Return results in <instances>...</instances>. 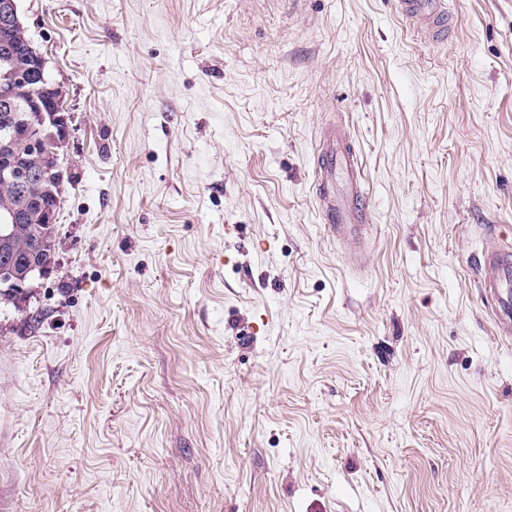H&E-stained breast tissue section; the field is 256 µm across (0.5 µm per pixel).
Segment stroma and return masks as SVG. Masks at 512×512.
Segmentation results:
<instances>
[{
    "label": "stroma",
    "mask_w": 512,
    "mask_h": 512,
    "mask_svg": "<svg viewBox=\"0 0 512 512\" xmlns=\"http://www.w3.org/2000/svg\"><path fill=\"white\" fill-rule=\"evenodd\" d=\"M18 0L58 265L0 305V512H512V0ZM368 198L349 255L315 143ZM393 5L406 22L420 23L432 39H446L450 16L445 0H394ZM359 157L350 139L336 127L325 130L318 154L319 178L316 189L319 213L336 235L356 241L367 221L365 195L356 173ZM482 300L501 333L512 332V251L491 248L479 260Z\"/></svg>",
    "instance_id": "35a3bbf8"
}]
</instances>
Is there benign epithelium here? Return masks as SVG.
<instances>
[{"label": "benign epithelium", "instance_id": "7a95c632", "mask_svg": "<svg viewBox=\"0 0 512 512\" xmlns=\"http://www.w3.org/2000/svg\"><path fill=\"white\" fill-rule=\"evenodd\" d=\"M24 32L18 0H0V47L9 58L13 57L12 49H19L21 56L31 61L29 70L41 79L35 95L24 100L12 86L1 85L0 109L26 112L32 103L42 102L35 112L47 143L43 148L30 140L19 124L0 131V153L5 156L4 163L0 164V184L17 190L16 198L0 208V241L24 240L34 255L21 272L11 262L0 265V284L9 294L23 293L28 283L47 274L55 264L53 258H43L39 241L28 236L27 224L32 221L56 223L64 181L60 151L70 136L66 90L51 80L45 57L32 41L24 37Z\"/></svg>", "mask_w": 512, "mask_h": 512}]
</instances>
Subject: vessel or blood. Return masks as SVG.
Returning a JSON list of instances; mask_svg holds the SVG:
<instances>
[{"instance_id": "1", "label": "vessel or blood", "mask_w": 512, "mask_h": 512, "mask_svg": "<svg viewBox=\"0 0 512 512\" xmlns=\"http://www.w3.org/2000/svg\"><path fill=\"white\" fill-rule=\"evenodd\" d=\"M396 12L407 22L420 24L434 39L448 33L446 0H394ZM359 157L350 139L336 128L322 134L318 154L316 189L319 213L324 224L348 241H356L367 221L365 196L356 173ZM482 300L502 333L512 332V250H485L479 261Z\"/></svg>"}]
</instances>
